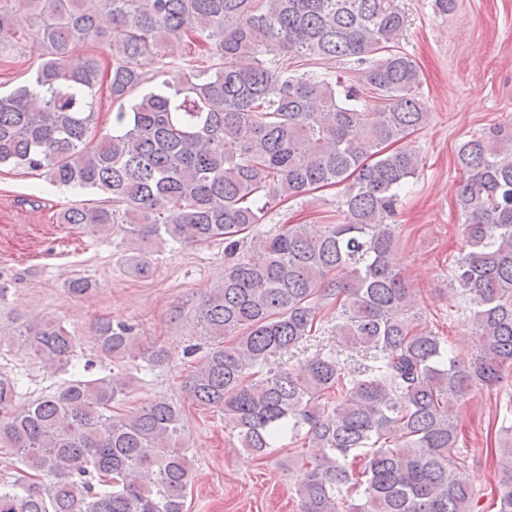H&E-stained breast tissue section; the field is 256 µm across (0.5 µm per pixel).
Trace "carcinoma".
<instances>
[{"mask_svg": "<svg viewBox=\"0 0 512 512\" xmlns=\"http://www.w3.org/2000/svg\"><path fill=\"white\" fill-rule=\"evenodd\" d=\"M405 23L397 0H0V52L30 39L42 57L25 84L0 94V166L101 193L58 223L126 225L141 273L149 245L224 240V280L197 315L211 348L187 389L224 413L255 457L285 431L321 449L298 467V512H473L452 412L512 373V121L456 155L466 249L449 288L471 300L469 358L428 328L396 256L400 192L420 164L405 140L431 116L417 65L391 50ZM172 41L186 48L181 63L146 78L139 58ZM270 50L357 68L350 81L297 73L262 60ZM103 84L112 131L93 140ZM339 185L340 223L316 236L304 224L259 231L274 202ZM92 287L67 282L75 298ZM326 310L361 362L321 350L294 369L267 368L318 336ZM93 333L115 364L163 355L132 324L98 320ZM4 344L57 370L77 340L48 318L1 325ZM129 385L120 370L73 379L19 408L16 380L0 372V456L28 478L0 480V512H185L193 475L180 410L154 398L113 413ZM498 453L494 500L512 512V439Z\"/></svg>", "mask_w": 512, "mask_h": 512, "instance_id": "carcinoma-1", "label": "carcinoma"}]
</instances>
